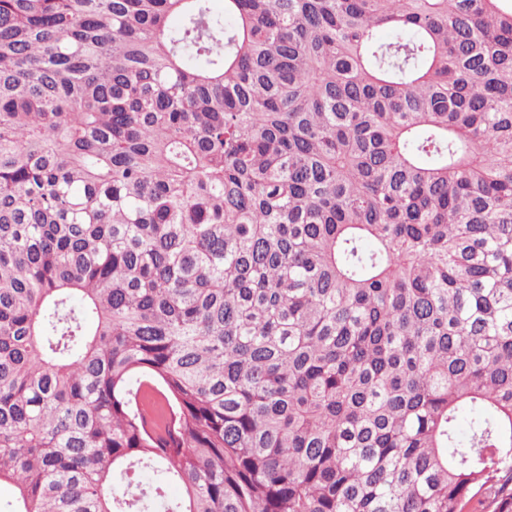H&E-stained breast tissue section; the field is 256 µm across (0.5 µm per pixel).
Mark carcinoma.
Wrapping results in <instances>:
<instances>
[{
    "label": "carcinoma",
    "mask_w": 512,
    "mask_h": 512,
    "mask_svg": "<svg viewBox=\"0 0 512 512\" xmlns=\"http://www.w3.org/2000/svg\"><path fill=\"white\" fill-rule=\"evenodd\" d=\"M212 2L0 0L10 512H512V0Z\"/></svg>",
    "instance_id": "cac0c4a2"
}]
</instances>
